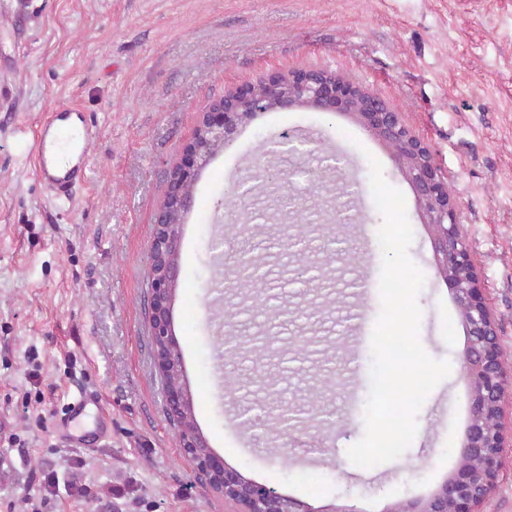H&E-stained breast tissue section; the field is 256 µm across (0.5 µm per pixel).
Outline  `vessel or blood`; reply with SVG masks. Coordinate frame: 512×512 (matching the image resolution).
<instances>
[{
  "mask_svg": "<svg viewBox=\"0 0 512 512\" xmlns=\"http://www.w3.org/2000/svg\"><path fill=\"white\" fill-rule=\"evenodd\" d=\"M90 143L91 132L82 115L63 105L57 106L38 130L34 139L37 174L56 197H70L73 188L84 180ZM99 405V397L79 395L59 423L58 432L69 436L73 423Z\"/></svg>",
  "mask_w": 512,
  "mask_h": 512,
  "instance_id": "b4317fda",
  "label": "vessel or blood"
}]
</instances>
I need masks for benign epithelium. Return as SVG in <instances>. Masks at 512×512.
Wrapping results in <instances>:
<instances>
[{
	"instance_id": "1",
	"label": "benign epithelium",
	"mask_w": 512,
	"mask_h": 512,
	"mask_svg": "<svg viewBox=\"0 0 512 512\" xmlns=\"http://www.w3.org/2000/svg\"><path fill=\"white\" fill-rule=\"evenodd\" d=\"M363 94L358 83L325 70L281 72L242 84L213 100L201 114V122L205 124L209 139L228 147L241 128L236 99L251 103L257 113L266 111L268 106L283 111L309 105L330 115H353L386 145L401 147L398 158L427 223L434 228L437 264L462 269L470 277L467 287L451 277L445 282L454 294L458 310L465 313V326L470 337L463 358V370L471 390L470 418L460 455L477 460L479 467L474 470L457 467L429 498L408 501L394 508L393 512H478V507L494 487L501 466L505 442L500 425L501 402L505 387L512 383V373H507L501 361L497 326L483 298L481 280L457 219L456 202L448 195V184L436 167L430 150L382 98L372 94L363 102ZM309 144L308 140L284 133L273 142L272 148L289 156H303L311 153L307 148ZM206 154L207 151L191 142L184 147L182 162L169 171L166 197L154 219L152 263L162 265V269L149 280L150 328L153 341L167 349V353L154 356L155 367L159 370L177 362V357L182 354L168 315L174 284L179 278V264L170 263V259L179 252L181 241L160 236V229L168 208L192 210L193 197L184 194L183 186L197 178ZM189 402L190 395L183 388L165 391V404L174 419ZM490 417L497 422L493 434L486 429V420ZM196 464L207 480L216 476L224 479V500L238 506V512H311L303 501L246 478L215 453L196 459Z\"/></svg>"
}]
</instances>
